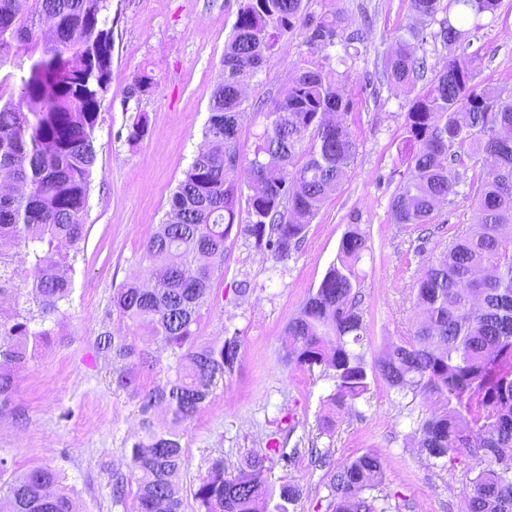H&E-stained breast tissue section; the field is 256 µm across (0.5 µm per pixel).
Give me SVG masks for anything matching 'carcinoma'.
Wrapping results in <instances>:
<instances>
[{"label":"carcinoma","instance_id":"carcinoma-1","mask_svg":"<svg viewBox=\"0 0 512 512\" xmlns=\"http://www.w3.org/2000/svg\"><path fill=\"white\" fill-rule=\"evenodd\" d=\"M302 0H242L224 47L223 79L213 91L205 143L170 200L167 219L143 244L151 285L125 284L112 305L146 324L163 350L176 358V375L149 391L139 388L133 367L152 353L108 332L98 349L126 362L117 387L140 397L143 435L130 449L129 478H118L120 500L135 487L136 512H184L177 481L184 464L179 427L194 418L217 380L232 372L239 337L196 345L192 326L212 290L231 232L254 239L282 260L305 237L322 202L357 154V142L341 116L349 109L331 71L306 62L280 98L268 105L253 157L248 193L235 180L240 159L237 126L242 78L261 67L283 34L298 21ZM441 0H411L415 12L433 18ZM500 0H448L437 36L457 53L414 98L406 114L412 147L408 173L391 202L395 224H428L436 205L459 194L457 167L470 150L492 160L473 195L477 223L448 251L422 269L417 281L421 316L414 330L377 369L391 388L419 389L438 411L420 427L421 448L440 460L466 450L491 456L465 491V512H512V93L472 85L465 55L470 16L496 18ZM108 0H0V69L18 86L0 99V172L12 187L0 189V238L24 249L23 263L0 251V295L28 306L0 312V416L15 413L13 370L25 366L48 342V319L69 301L72 283L57 274L87 235L83 216L97 154L94 130L112 71ZM343 19L333 14L310 24L308 43L336 46ZM427 71L406 39L384 63V77L415 88ZM246 204L248 223L237 222ZM369 249L359 227L345 232L338 261L288 321L284 358L334 371L339 403L369 387L366 363L355 347L364 341L357 263ZM170 427L154 422L156 409ZM269 452L290 466L297 449L273 441ZM268 457L247 459L234 475L215 460L193 490L198 512H290L300 488L265 478ZM0 457V504L5 512H75L63 477L51 467L9 472ZM378 455L367 452L331 474L332 512H389Z\"/></svg>","mask_w":512,"mask_h":512}]
</instances>
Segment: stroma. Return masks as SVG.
I'll list each match as a JSON object with an SVG mask.
<instances>
[{"label":"stroma","instance_id":"stroma-1","mask_svg":"<svg viewBox=\"0 0 512 512\" xmlns=\"http://www.w3.org/2000/svg\"><path fill=\"white\" fill-rule=\"evenodd\" d=\"M241 0H112V76L95 128L96 168L84 222L87 237L70 261L73 292L46 323L53 336L28 365L14 373L20 417L0 416V457L13 470L56 468L72 490L77 512H134L133 497L112 498V483L128 474L127 456L140 436L139 400L117 388L123 364L99 352L103 332L127 337L139 347L157 345L141 323L112 306L116 288L146 283L143 244L166 219L178 182L204 145L212 92L223 76L224 46ZM340 14L345 31L363 28L362 42L321 50L309 45L307 24ZM468 56L473 83L512 92V0H502L497 20L482 19ZM418 29L416 56L440 69L452 55L438 22L418 17L410 0H303L301 18L246 76L238 120L242 165L234 176L247 184L246 166L262 131L261 105L287 89L305 60L340 75L349 102L343 117L358 144L354 164L321 205L305 237L288 258L277 261L240 236L225 243L224 262L194 330L198 342L240 339L234 369L218 382L195 417L180 429L185 464L179 482L185 512H197L193 491L214 459L233 472L252 454H266L271 441L297 449L290 466L271 460L269 483H297L296 512H330L327 472L366 452L381 456L392 512H463V490L492 459L463 452L430 463L419 447L418 428L435 407L411 389L391 388L374 370L383 351L402 342L418 312L415 286L425 264L447 251L475 221L471 183L491 163L465 158L458 195L441 202L421 235L393 223L390 205L410 165L405 141L412 92L387 83L384 58L409 29ZM151 83L134 94L135 75ZM147 115L145 136L128 134ZM368 237L358 268L366 335L362 352L370 389L338 404L335 381L322 367L286 362L284 329L309 291L336 262L350 225ZM247 293H240V286ZM327 452L315 466L310 449Z\"/></svg>","mask_w":512,"mask_h":512}]
</instances>
